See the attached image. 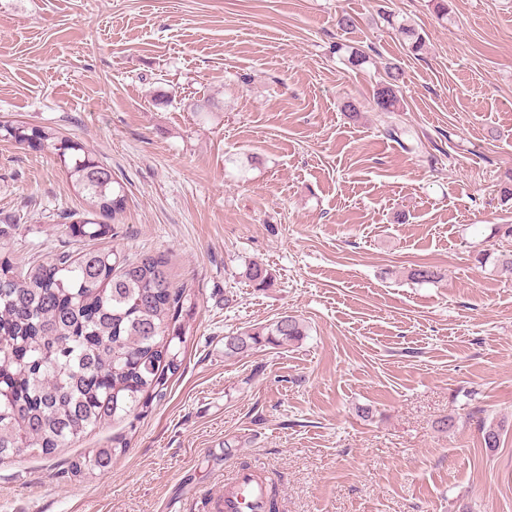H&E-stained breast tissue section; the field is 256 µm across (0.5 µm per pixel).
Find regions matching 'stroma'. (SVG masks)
<instances>
[{
  "label": "stroma",
  "mask_w": 512,
  "mask_h": 512,
  "mask_svg": "<svg viewBox=\"0 0 512 512\" xmlns=\"http://www.w3.org/2000/svg\"><path fill=\"white\" fill-rule=\"evenodd\" d=\"M340 41L371 63H343ZM388 62L405 72L394 114L374 104ZM13 120L110 168L128 195L114 249L163 256L196 297L147 415L1 462L0 512H219L243 465L275 478L280 512H512V274L495 263L512 254L496 231L512 224V0H449L444 21L427 0H0ZM85 209L53 154L0 140L16 262L87 249L69 230ZM253 261L271 287L242 278ZM424 263L440 281L408 279ZM285 314L302 340L225 359L226 336ZM483 417L504 423L499 447ZM116 436L110 467L73 473ZM379 18L393 28H396L397 32L408 41L413 52L418 53L423 50L425 46L424 33L422 34L414 24L405 23L404 21L398 22L394 14L387 12H382Z\"/></svg>",
  "instance_id": "35a3bbf8"
}]
</instances>
